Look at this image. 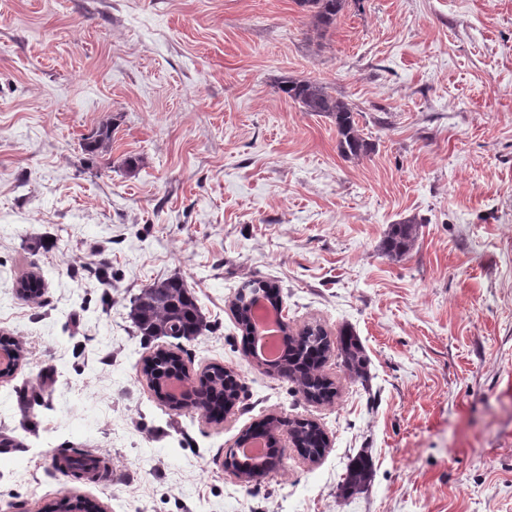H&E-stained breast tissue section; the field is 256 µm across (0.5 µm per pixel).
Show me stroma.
Masks as SVG:
<instances>
[{
  "label": "stroma",
  "mask_w": 512,
  "mask_h": 512,
  "mask_svg": "<svg viewBox=\"0 0 512 512\" xmlns=\"http://www.w3.org/2000/svg\"><path fill=\"white\" fill-rule=\"evenodd\" d=\"M352 104L365 156L281 91ZM111 126L109 147L87 138ZM419 226L395 260L388 226ZM36 273L39 298L17 280ZM181 277L208 324L148 337L131 301ZM281 288L293 329L359 337L337 395L267 372L231 311ZM0 512L71 493L106 512H512V0H349L317 35L297 0H0ZM241 385L224 421L176 412L142 369L157 349ZM313 419L315 463L226 471L267 415ZM107 458L75 479L62 456ZM370 484L346 496L349 461ZM243 288H253L252 290ZM258 288H266L264 294L271 302V304L277 306L282 304V298L280 295V287L274 282L264 280H252L247 282L237 293L233 309L235 313L243 309H251L254 311L255 305L259 300H263ZM338 345L337 350L350 377L364 380L368 361L358 337L349 331H342Z\"/></svg>",
  "instance_id": "stroma-1"
}]
</instances>
